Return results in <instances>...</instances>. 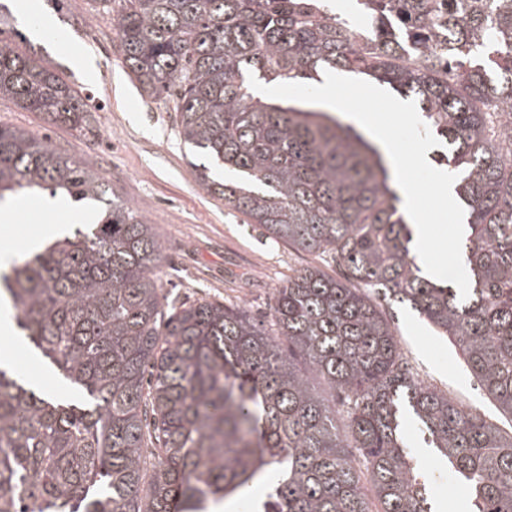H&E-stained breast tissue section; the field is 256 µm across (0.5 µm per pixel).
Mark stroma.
Segmentation results:
<instances>
[{
    "instance_id": "35a3bbf8",
    "label": "stroma",
    "mask_w": 512,
    "mask_h": 512,
    "mask_svg": "<svg viewBox=\"0 0 512 512\" xmlns=\"http://www.w3.org/2000/svg\"><path fill=\"white\" fill-rule=\"evenodd\" d=\"M0 0V29L19 30L31 53L54 67L91 107L94 132L83 137L65 126L45 123L34 112L0 97V126L48 136L61 152L87 162L108 180L120 199L156 226L163 260L156 271L164 291L181 302L238 304L251 318L269 322L273 295L297 271L316 266L329 275L340 270L321 257L264 236L243 215L206 193L190 165L171 103L142 94L122 59L115 14L95 0ZM47 195H20L22 209L0 223V256L17 260L28 240L46 226L73 221L64 205L45 208ZM399 348L419 378L477 408L502 432L512 431L447 337L438 334L409 306L384 307ZM13 352L12 372L25 387L46 396L67 397L57 370L18 328L0 334V350Z\"/></svg>"
}]
</instances>
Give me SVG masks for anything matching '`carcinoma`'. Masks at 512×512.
<instances>
[{
	"instance_id": "cac0c4a2",
	"label": "carcinoma",
	"mask_w": 512,
	"mask_h": 512,
	"mask_svg": "<svg viewBox=\"0 0 512 512\" xmlns=\"http://www.w3.org/2000/svg\"><path fill=\"white\" fill-rule=\"evenodd\" d=\"M123 63L173 102L196 180L267 237L329 257L274 297L270 328L236 305L177 303L160 235L87 163L0 127V200L46 190L106 205L0 274L16 325L77 392L59 402L0 368V512H210L266 490L265 512H435L408 455L427 435L470 512H512V434L411 373L376 302L448 336L512 417V0H101ZM318 70L416 99L465 205L469 294L422 275L378 150L314 105L252 93ZM0 96L92 132L87 102L43 61L0 46ZM299 350L306 368L281 349Z\"/></svg>"
}]
</instances>
